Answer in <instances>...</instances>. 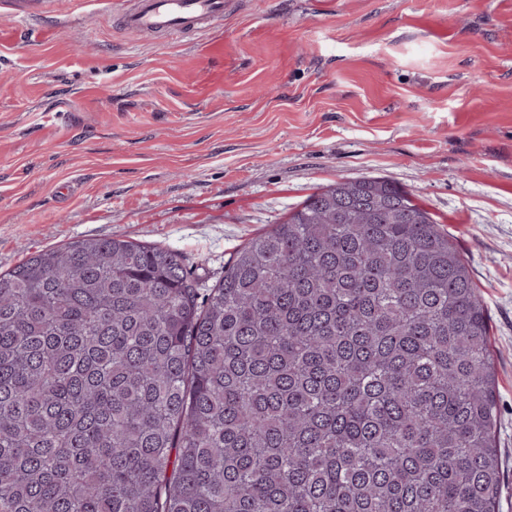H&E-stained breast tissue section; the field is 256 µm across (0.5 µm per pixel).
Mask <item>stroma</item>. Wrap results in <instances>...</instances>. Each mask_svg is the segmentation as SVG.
Instances as JSON below:
<instances>
[{
    "label": "stroma",
    "instance_id": "1",
    "mask_svg": "<svg viewBox=\"0 0 512 512\" xmlns=\"http://www.w3.org/2000/svg\"><path fill=\"white\" fill-rule=\"evenodd\" d=\"M45 2L0 11V272L116 235L208 288L318 187L386 177L486 305L512 512V0H232L178 42L115 0Z\"/></svg>",
    "mask_w": 512,
    "mask_h": 512
}]
</instances>
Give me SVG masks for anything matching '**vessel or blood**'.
<instances>
[{"instance_id":"1","label":"vessel or blood","mask_w":512,"mask_h":512,"mask_svg":"<svg viewBox=\"0 0 512 512\" xmlns=\"http://www.w3.org/2000/svg\"><path fill=\"white\" fill-rule=\"evenodd\" d=\"M227 0H125V30L167 40L208 30L223 20Z\"/></svg>"}]
</instances>
